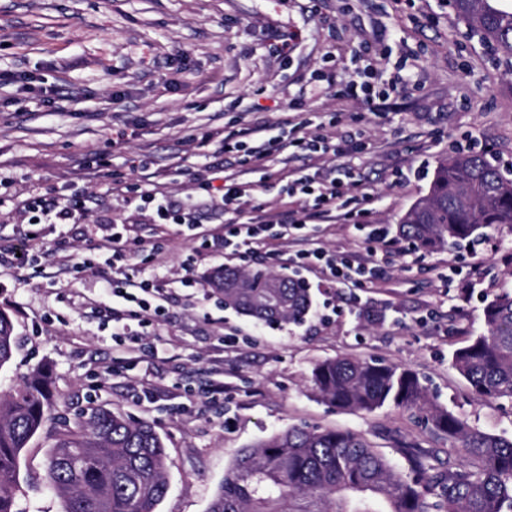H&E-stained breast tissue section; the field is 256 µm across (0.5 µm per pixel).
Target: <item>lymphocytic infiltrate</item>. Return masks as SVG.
I'll return each mask as SVG.
<instances>
[{
  "label": "lymphocytic infiltrate",
  "mask_w": 512,
  "mask_h": 512,
  "mask_svg": "<svg viewBox=\"0 0 512 512\" xmlns=\"http://www.w3.org/2000/svg\"><path fill=\"white\" fill-rule=\"evenodd\" d=\"M350 61L354 65V77L345 85H336L332 76L320 71L313 75L318 94L349 99L376 112L381 103L390 97L407 94L416 88L408 75L406 61H392L391 49L385 41L353 51ZM335 125V120L331 119L326 125L320 126L318 132L311 133L306 131L303 124L296 123L288 131L248 141L240 139L235 133L222 136L206 131L199 138L198 145L202 148L213 147L216 156L234 159L238 166L253 171L265 159L287 151L296 157L317 155L335 158L345 154L348 146L333 134ZM213 171L221 175V185H214L209 178L202 179L197 202L188 204L157 195L149 189L142 190L139 198L144 203L154 205L160 219L187 224L193 231L199 227V211L222 207L227 216L221 239L224 250L245 259L264 249L269 240L294 238L299 247L291 254V263L305 269H320L332 287L345 284L369 287L392 263L394 252L387 225H369L365 234L366 256L353 253L336 255L304 234L306 221L299 215L292 214L276 222L261 215L246 213L245 199L257 190V183L239 182L226 176L222 164L214 166ZM284 191L288 197L301 201L304 206L322 212L343 208L350 203L348 183L323 171L295 172L293 178L286 182ZM102 247L111 251L114 263L113 276L106 286L112 304L107 307L106 313L122 326L117 335L118 347L134 353L138 350V327L165 315L167 293L154 280L128 271V256L122 246L121 235L112 234Z\"/></svg>",
  "instance_id": "f902f5d3"
}]
</instances>
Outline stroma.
Listing matches in <instances>:
<instances>
[{
  "label": "stroma",
  "instance_id": "stroma-1",
  "mask_svg": "<svg viewBox=\"0 0 512 512\" xmlns=\"http://www.w3.org/2000/svg\"><path fill=\"white\" fill-rule=\"evenodd\" d=\"M297 32L287 61L276 34ZM351 44L385 40L393 57L413 59L420 91L386 101L377 116L320 96L308 111L289 101L308 91L333 34ZM337 111V134L361 135L362 152L335 160L352 172L365 220L396 228L429 191L438 162L474 142L490 160L512 164V73L441 0H0V238L30 230L44 256L25 268L0 267V310L13 320L16 348L0 368V394L36 367L53 373L52 420L77 421L101 403L151 422L169 456V490L158 512H206L235 452L293 426L361 433L399 470L400 446L427 450L430 464L461 461L446 436L393 405L372 413L332 407L313 389L317 363L348 356L414 371L442 407L480 429L512 438V401L479 396L452 366L455 349L484 329L486 300L512 292V224L486 228L481 244L426 252L397 239L398 253L372 288L326 287L295 269L289 245L274 241L240 262L198 248L186 225L164 223L130 204L128 188L152 171V185L185 201L214 163L193 135L238 126H282ZM291 163L269 159L255 202L269 214L302 210L280 193ZM63 194L88 201V222L124 225L138 243L130 262L172 292L165 319L145 329L144 353L127 359L107 321L102 281L112 254L97 250L80 224H29L19 201ZM310 237L336 252L366 244L341 217L313 216ZM165 255L151 257L154 242ZM457 266L449 280V266ZM241 267L297 275L312 295L303 324L269 325L227 308L205 282ZM193 274L199 287L181 280ZM240 343L224 349L223 335ZM224 394L210 400L212 381ZM43 429L20 461L27 512H61L42 483Z\"/></svg>",
  "mask_w": 512,
  "mask_h": 512
}]
</instances>
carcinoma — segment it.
<instances>
[{
	"label": "carcinoma",
	"mask_w": 512,
	"mask_h": 512,
	"mask_svg": "<svg viewBox=\"0 0 512 512\" xmlns=\"http://www.w3.org/2000/svg\"><path fill=\"white\" fill-rule=\"evenodd\" d=\"M494 2L454 0L453 7L512 71V7ZM494 224H512V179L469 150L440 162L397 232L428 251L479 238ZM208 287L224 306L269 325L301 324L311 307L309 288L285 274L225 267ZM482 313L484 331L453 353V365L478 395L512 401V293L485 301ZM14 345L13 322L0 310V368ZM312 381L323 401L342 409L373 412L392 403L417 410L460 444L464 462L434 466L422 449L403 448V474L355 432L293 427L239 449L208 512H512V439L435 404L415 373L341 357L316 364ZM50 384L37 368L0 396V512H23L20 455L50 415ZM53 438L43 481L62 512H158L169 489L168 454L151 423L95 405L79 422L60 423Z\"/></svg>",
	"instance_id": "obj_1"
}]
</instances>
